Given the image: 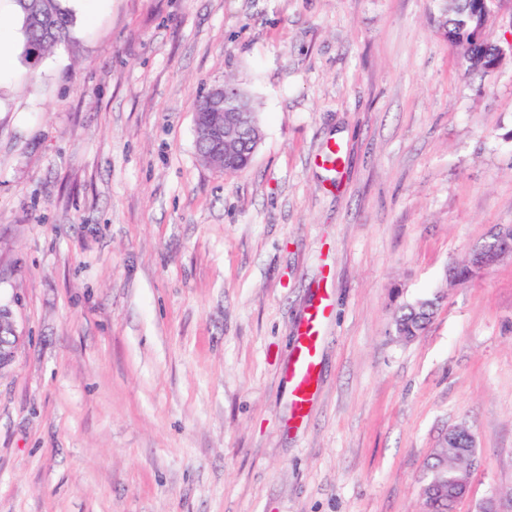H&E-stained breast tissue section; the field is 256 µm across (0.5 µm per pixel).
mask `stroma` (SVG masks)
<instances>
[{
  "instance_id": "35a3bbf8",
  "label": "stroma",
  "mask_w": 512,
  "mask_h": 512,
  "mask_svg": "<svg viewBox=\"0 0 512 512\" xmlns=\"http://www.w3.org/2000/svg\"><path fill=\"white\" fill-rule=\"evenodd\" d=\"M436 0H107L0 79V512H421L442 435L476 442L455 512L512 494V53L468 73ZM232 78L245 171L195 145ZM340 149L336 168L318 156ZM327 290L315 394L297 328ZM442 291L428 328L402 305ZM498 226H507V230H504L494 242L477 250L473 255L471 268L478 270L480 274L494 265L502 256L512 254V226L510 224ZM443 295L433 293L400 308L394 315L395 335L403 340H412L418 336L432 320ZM330 314V305L318 302L309 311L297 332L288 375L293 388L294 409L299 417L305 415L315 387L322 326Z\"/></svg>"
}]
</instances>
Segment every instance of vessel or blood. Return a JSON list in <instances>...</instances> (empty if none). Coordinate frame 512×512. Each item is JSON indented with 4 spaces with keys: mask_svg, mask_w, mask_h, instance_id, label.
<instances>
[{
    "mask_svg": "<svg viewBox=\"0 0 512 512\" xmlns=\"http://www.w3.org/2000/svg\"><path fill=\"white\" fill-rule=\"evenodd\" d=\"M330 314L329 304L320 302L309 311L297 332L288 375L293 388V404L297 415H304L315 387L322 326Z\"/></svg>",
    "mask_w": 512,
    "mask_h": 512,
    "instance_id": "1",
    "label": "vessel or blood"
}]
</instances>
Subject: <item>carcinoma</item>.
<instances>
[{
    "label": "carcinoma",
    "mask_w": 512,
    "mask_h": 512,
    "mask_svg": "<svg viewBox=\"0 0 512 512\" xmlns=\"http://www.w3.org/2000/svg\"><path fill=\"white\" fill-rule=\"evenodd\" d=\"M66 0H15L17 13L22 19L24 36L23 60L35 67L66 43L74 16L64 5ZM482 0H442L437 20L438 28L448 41V46L462 50V57L469 73L486 71L489 61L495 56L497 42L489 35L477 38L473 35L474 20L480 17ZM261 123L255 124L254 135L224 140V157H219L204 146L199 147L202 156L210 161L225 160L224 172L235 174L244 170L240 164L247 151V144L261 139ZM443 295L434 293L429 297L400 308L394 315L395 335L403 340L418 336L432 320ZM466 448H450L443 441L426 463V479L420 496L424 512H452L457 498L449 490L469 481V470L463 455Z\"/></svg>",
    "instance_id": "cac0c4a2"
}]
</instances>
